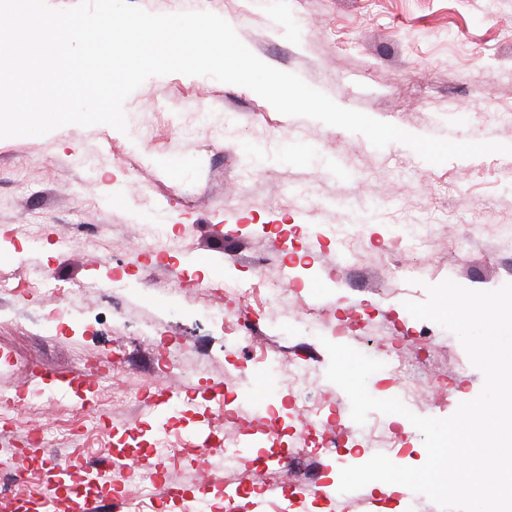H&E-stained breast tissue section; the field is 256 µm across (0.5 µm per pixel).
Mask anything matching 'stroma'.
Instances as JSON below:
<instances>
[{
  "instance_id": "obj_1",
  "label": "stroma",
  "mask_w": 512,
  "mask_h": 512,
  "mask_svg": "<svg viewBox=\"0 0 512 512\" xmlns=\"http://www.w3.org/2000/svg\"><path fill=\"white\" fill-rule=\"evenodd\" d=\"M240 40L266 64L298 75L336 104L416 134L512 145V0H213ZM127 132L97 124L67 125L41 136L0 139V277L24 281L45 269L80 297L73 328L47 317L50 301L24 292L0 299V395L30 390L31 365L78 379L108 369L110 394L80 393L23 409L0 425V450L26 448L28 481L0 473L14 493L40 496L49 460L79 446L87 460L121 452L145 459L158 433L150 404L133 406L112 391L155 386L177 406L173 443H250L237 471L207 473L205 456L169 458L162 485L140 501L141 512H183L164 501L169 484L208 501L225 486L256 474L275 485L295 476L339 483L352 466L351 404L326 377L323 342L338 308H366L371 332L345 342L383 362L367 388L380 399H405L410 414L446 418L474 399L483 376L450 331L414 318L405 301L426 300V287L450 279L480 291L512 282V155L424 161L393 142L375 148L359 133L305 117L285 116L252 90L208 76L147 79L124 103ZM144 224H179L175 256L157 260L143 248ZM367 227L363 262L351 266L307 239L300 267L284 276L280 253L290 246L279 225ZM428 224L422 254L399 258L385 274L372 241ZM67 233V252L56 239ZM268 255L261 275L253 260ZM129 276L117 287L98 282L112 268ZM228 281L251 282L245 302L225 295ZM323 309L313 331L306 319ZM256 322L237 341L238 320ZM189 353L168 371L157 359L165 342ZM305 361V386L293 392L287 368L265 360ZM222 381L243 410L238 425L209 409L210 387ZM319 405L324 436L336 450L295 455L307 416L295 396ZM102 413L96 435L76 434L80 419ZM45 435L28 444V427ZM374 437L391 460L418 467L427 454L408 416L369 413ZM292 449L287 466L261 468L272 439ZM368 484L339 499L302 498L292 512H440L414 492L388 494Z\"/></svg>"
}]
</instances>
